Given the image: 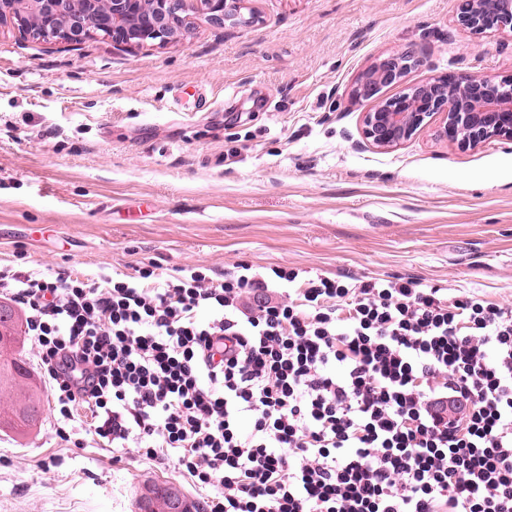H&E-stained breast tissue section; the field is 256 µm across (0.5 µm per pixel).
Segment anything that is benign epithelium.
<instances>
[{"mask_svg": "<svg viewBox=\"0 0 512 512\" xmlns=\"http://www.w3.org/2000/svg\"><path fill=\"white\" fill-rule=\"evenodd\" d=\"M22 0H0V27L9 25L40 39L76 47L95 35L118 45H163L189 30L192 14L202 12L222 26L241 15L242 0H35L36 16L18 7ZM456 22L475 35L512 36V0H460ZM421 62L406 49L374 62L349 91L353 103L366 102L358 146L393 149L432 126L438 138L461 148L494 139L512 140V77L496 82L449 74L389 98L384 87L398 83Z\"/></svg>", "mask_w": 512, "mask_h": 512, "instance_id": "7a95c632", "label": "benign epithelium"}]
</instances>
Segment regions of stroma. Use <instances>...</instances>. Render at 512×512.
<instances>
[{"instance_id":"35a3bbf8","label":"stroma","mask_w":512,"mask_h":512,"mask_svg":"<svg viewBox=\"0 0 512 512\" xmlns=\"http://www.w3.org/2000/svg\"><path fill=\"white\" fill-rule=\"evenodd\" d=\"M458 0H244L242 18L128 50L0 30V266L48 275H167L288 266L405 277L512 308V141L473 149L433 129L357 148L348 90L413 47L405 85L512 77V37H476ZM78 408L0 434V512H136L145 480L204 493L167 462L112 452Z\"/></svg>"}]
</instances>
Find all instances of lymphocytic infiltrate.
<instances>
[{"label": "lymphocytic infiltrate", "mask_w": 512, "mask_h": 512, "mask_svg": "<svg viewBox=\"0 0 512 512\" xmlns=\"http://www.w3.org/2000/svg\"><path fill=\"white\" fill-rule=\"evenodd\" d=\"M58 419L171 459L209 512H512V309L240 265L0 269Z\"/></svg>", "instance_id": "f902f5d3"}]
</instances>
